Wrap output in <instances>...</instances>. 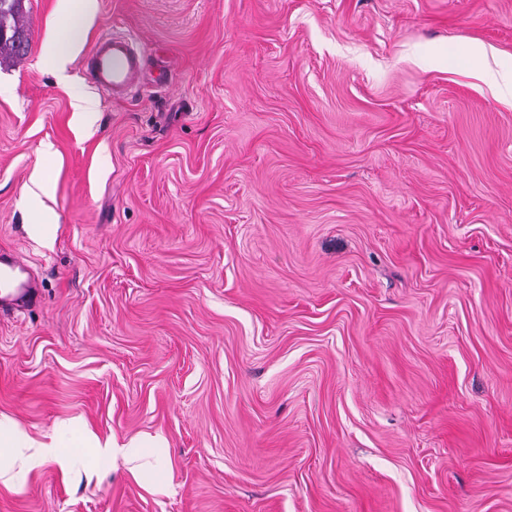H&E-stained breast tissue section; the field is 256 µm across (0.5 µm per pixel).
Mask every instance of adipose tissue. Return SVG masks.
I'll use <instances>...</instances> for the list:
<instances>
[{
	"mask_svg": "<svg viewBox=\"0 0 512 512\" xmlns=\"http://www.w3.org/2000/svg\"><path fill=\"white\" fill-rule=\"evenodd\" d=\"M59 8L65 17V33L45 46L44 62L62 78L82 49L83 36L97 14V0H59ZM3 456L32 463L62 459L56 443L37 441L10 420L0 418V457Z\"/></svg>",
	"mask_w": 512,
	"mask_h": 512,
	"instance_id": "ef3b65f1",
	"label": "adipose tissue"
}]
</instances>
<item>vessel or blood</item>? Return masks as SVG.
Instances as JSON below:
<instances>
[{
  "instance_id": "b4317fda",
  "label": "vessel or blood",
  "mask_w": 512,
  "mask_h": 512,
  "mask_svg": "<svg viewBox=\"0 0 512 512\" xmlns=\"http://www.w3.org/2000/svg\"><path fill=\"white\" fill-rule=\"evenodd\" d=\"M86 66L98 90L120 98L128 95L141 81L142 53L135 48L131 37L105 35L95 42ZM22 273L16 255L0 254L1 289L14 286L21 293L30 292L31 286Z\"/></svg>"
}]
</instances>
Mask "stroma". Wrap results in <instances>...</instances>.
Listing matches in <instances>:
<instances>
[{"mask_svg":"<svg viewBox=\"0 0 512 512\" xmlns=\"http://www.w3.org/2000/svg\"><path fill=\"white\" fill-rule=\"evenodd\" d=\"M23 5L0 417L72 462L0 512H512V0H98L126 99ZM91 434L166 444L101 471ZM86 66L98 90L125 97L141 81L142 52L129 36L105 35L95 42ZM23 269L21 261L14 254H0V304L6 297L2 296L3 288H9L15 285L16 290L20 293L30 292L31 286L29 282L21 277Z\"/></svg>","mask_w":512,"mask_h":512,"instance_id":"35a3bbf8","label":"stroma"}]
</instances>
